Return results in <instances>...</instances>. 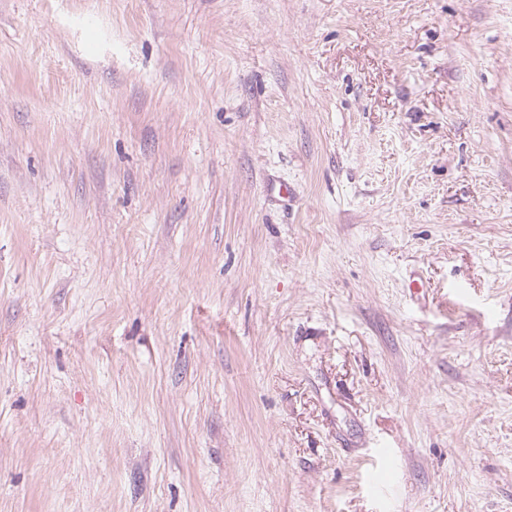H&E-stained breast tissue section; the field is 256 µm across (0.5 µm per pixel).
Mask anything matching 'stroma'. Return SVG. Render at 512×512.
I'll return each mask as SVG.
<instances>
[{
	"mask_svg": "<svg viewBox=\"0 0 512 512\" xmlns=\"http://www.w3.org/2000/svg\"><path fill=\"white\" fill-rule=\"evenodd\" d=\"M0 512H512V0H0Z\"/></svg>",
	"mask_w": 512,
	"mask_h": 512,
	"instance_id": "35a3bbf8",
	"label": "stroma"
}]
</instances>
